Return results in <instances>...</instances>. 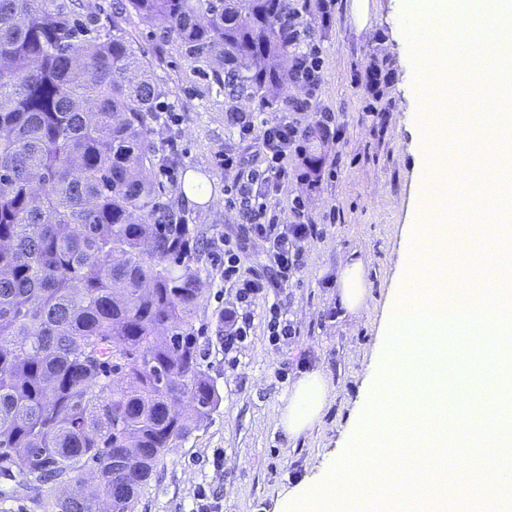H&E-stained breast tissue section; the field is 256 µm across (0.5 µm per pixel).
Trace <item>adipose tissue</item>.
<instances>
[{"label":"adipose tissue","instance_id":"adipose-tissue-1","mask_svg":"<svg viewBox=\"0 0 512 512\" xmlns=\"http://www.w3.org/2000/svg\"><path fill=\"white\" fill-rule=\"evenodd\" d=\"M329 394L328 382L321 371L303 372L282 399L278 427L288 438H298L319 421Z\"/></svg>","mask_w":512,"mask_h":512}]
</instances>
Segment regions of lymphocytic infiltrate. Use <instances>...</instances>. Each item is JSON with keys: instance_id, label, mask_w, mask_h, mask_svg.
<instances>
[{"instance_id": "1", "label": "lymphocytic infiltrate", "mask_w": 512, "mask_h": 512, "mask_svg": "<svg viewBox=\"0 0 512 512\" xmlns=\"http://www.w3.org/2000/svg\"><path fill=\"white\" fill-rule=\"evenodd\" d=\"M287 36L294 49L292 81L307 91L318 90L322 78L320 52L311 32L303 27L296 13H289ZM307 101L294 99L285 102L284 116L271 122L256 123L253 113L234 111L230 117L244 140L253 141L256 153L265 167H249L242 154L221 152L216 154L217 167L231 173L234 179L227 188L225 203L238 210L243 222L235 240H224L222 248L214 250L212 267L221 279L236 289V303L223 310L224 349L232 351L246 340L253 323L250 307L255 299L268 289L287 285L298 271L303 242L315 233L314 225L304 223L301 204H294V224L278 227L271 213V202L279 195L287 181L288 160L300 153L305 138L292 115L305 111ZM265 244L270 263L262 268L243 267L241 255L248 245Z\"/></svg>"}]
</instances>
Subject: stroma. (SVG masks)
<instances>
[{
    "instance_id": "obj_1",
    "label": "stroma",
    "mask_w": 512,
    "mask_h": 512,
    "mask_svg": "<svg viewBox=\"0 0 512 512\" xmlns=\"http://www.w3.org/2000/svg\"><path fill=\"white\" fill-rule=\"evenodd\" d=\"M320 0H290L300 19L314 30L323 60V79L314 96L289 85L291 98H308L298 113L302 125L317 123L321 113L334 117L338 133L325 143L322 177L310 183L289 177L272 204L279 224H292L295 198L305 204L304 221L316 236L304 242V263L288 286L274 288L252 306L253 328L246 341L224 357V322L220 312L234 301L235 290L220 282L209 253L218 239L235 236L240 218L224 204L231 174L217 168L219 151L243 153L253 166L261 161L228 119L235 110L272 121L282 114L278 102L264 103L217 90L176 43L147 27L136 32L138 46L154 69L160 102H175L178 120L171 129L152 122L150 136L166 147L176 139L180 164L176 180L194 176L212 188L211 200H188L175 182L152 172L162 205L190 226L202 297L193 325L202 367L222 401L180 447L169 451L152 473L135 512H190L203 483L218 486L223 512H271L280 487L330 474L358 431L373 365L384 353L385 311L392 301L414 248L411 226L424 179L425 145L417 128L425 114L413 83V56L399 0H367L366 25L352 14L353 0H334L322 16ZM387 71L386 84L375 88L368 73ZM367 261L366 303L356 315L338 301L339 276L347 263ZM288 311L293 329L286 339L267 336L270 305ZM318 369L330 386V400L319 422L295 439L277 426L278 409L304 371ZM223 452L224 468L213 466Z\"/></svg>"
}]
</instances>
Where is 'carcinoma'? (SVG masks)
I'll return each mask as SVG.
<instances>
[{
	"instance_id": "1",
	"label": "carcinoma",
	"mask_w": 512,
	"mask_h": 512,
	"mask_svg": "<svg viewBox=\"0 0 512 512\" xmlns=\"http://www.w3.org/2000/svg\"><path fill=\"white\" fill-rule=\"evenodd\" d=\"M75 0H0V470L57 512H134L155 467L220 402L200 362V299L175 212L150 177L161 59L130 27L175 37L264 101L290 82L288 0H120L108 25ZM320 139L309 129L306 174ZM183 413H170L177 396ZM97 467V498L81 473Z\"/></svg>"
}]
</instances>
